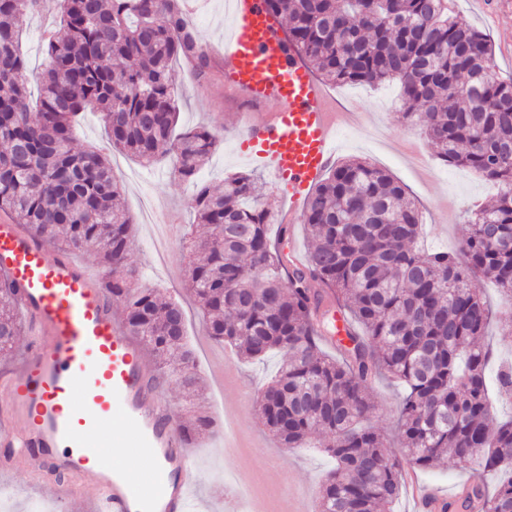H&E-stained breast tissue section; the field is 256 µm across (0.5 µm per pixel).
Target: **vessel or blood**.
Listing matches in <instances>:
<instances>
[{
	"mask_svg": "<svg viewBox=\"0 0 512 512\" xmlns=\"http://www.w3.org/2000/svg\"><path fill=\"white\" fill-rule=\"evenodd\" d=\"M231 2L224 74L249 105L274 107L261 121L242 113L245 156L289 198L302 197L336 155L327 90L287 48L265 0ZM0 272L15 283L32 336L24 369L0 375V471L59 478L62 494L89 498L98 512H184L191 454L100 276L6 215ZM125 456L142 468L126 469ZM412 492L443 512L437 489Z\"/></svg>",
	"mask_w": 512,
	"mask_h": 512,
	"instance_id": "vessel-or-blood-1",
	"label": "vessel or blood"
}]
</instances>
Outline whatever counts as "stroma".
Returning a JSON list of instances; mask_svg holds the SVG:
<instances>
[{
    "label": "stroma",
    "mask_w": 512,
    "mask_h": 512,
    "mask_svg": "<svg viewBox=\"0 0 512 512\" xmlns=\"http://www.w3.org/2000/svg\"><path fill=\"white\" fill-rule=\"evenodd\" d=\"M454 10L489 36L497 73L512 75V13L493 17L476 9L473 0H454ZM55 15V7H48L42 16L29 21L23 36L29 86H36L45 68L41 36ZM188 20L200 42L217 43L228 35L230 19L224 0H197ZM174 76L180 126L205 125L222 134L197 183L175 179L170 158L146 165L112 148L95 113H82L75 138L77 147L101 149L119 177L134 227L129 268L139 274L141 286L158 289L185 311L187 336L202 388L193 394L172 383L165 391L175 423L201 413L212 422L209 431L190 447L192 512H250L255 499L264 501L268 512H278L280 493L288 485L314 503L330 467L328 458L316 448L284 447L257 418L260 386L277 371L281 355L272 353L254 363L237 356L225 361L224 344L206 335L203 314L185 286L189 255L185 234L195 219L198 185L215 187L228 174L247 172L261 178L265 202L276 220H283L288 201L267 169L240 155V99L225 81L223 62H215L204 81L181 61L174 65ZM329 92L346 109L344 120L336 126L337 160L362 158L388 171L420 206L425 243L436 250L456 249L466 235L460 219L462 210L489 203L492 184L470 170L446 165L436 158L420 130L400 119L397 85L341 84L330 86ZM373 395L377 409L370 423L382 432L388 444H396L403 392L396 383L379 378L373 384ZM225 433L235 442L229 454L219 442ZM0 512H96V505L82 497L58 504L55 484L33 483L26 473L17 470L0 473Z\"/></svg>",
    "instance_id": "obj_1"
}]
</instances>
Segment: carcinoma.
I'll return each mask as SVG.
<instances>
[{"label":"carcinoma","instance_id":"carcinoma-1","mask_svg":"<svg viewBox=\"0 0 512 512\" xmlns=\"http://www.w3.org/2000/svg\"><path fill=\"white\" fill-rule=\"evenodd\" d=\"M46 0H0V210L38 237L63 235L68 250L92 251L112 276L125 328L163 375L187 390L198 377L182 308L136 285L127 267L132 220L119 181L94 149L74 146L73 126L100 114L112 145L142 162L173 157L192 182L220 133L177 129L173 65L189 57L203 79L209 57L189 28L181 0H58L59 21L44 48L49 64L35 104L28 99L19 43L27 18ZM288 22L286 42L323 80L395 82L403 119L420 128L441 161L497 186L490 204L466 212L459 249L426 251L422 215L404 186L359 158L329 167L308 194L306 264L286 270L272 242L274 216L262 182L224 177L199 188L186 285L206 316L205 330L240 357L281 352L284 363L261 392L259 419L290 447L316 432L335 463L320 512H390L403 464L430 470L446 457L480 462L452 512H512V419L495 418L491 396L512 397V365L490 374L482 344L494 311L483 296L501 293L498 321L512 335V78L495 71L487 35L459 18L452 0H266ZM18 289L0 274V354L21 335ZM362 330L321 349L330 308ZM404 389L393 454L368 420L372 383ZM496 476L488 492L485 473Z\"/></svg>","mask_w":512,"mask_h":512}]
</instances>
